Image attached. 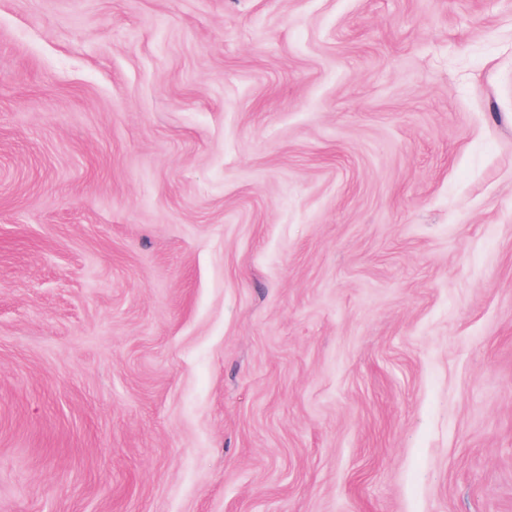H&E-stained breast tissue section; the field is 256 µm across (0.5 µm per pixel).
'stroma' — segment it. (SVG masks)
Returning a JSON list of instances; mask_svg holds the SVG:
<instances>
[{"mask_svg":"<svg viewBox=\"0 0 512 512\" xmlns=\"http://www.w3.org/2000/svg\"><path fill=\"white\" fill-rule=\"evenodd\" d=\"M0 512H512V0H0Z\"/></svg>","mask_w":512,"mask_h":512,"instance_id":"stroma-1","label":"stroma"}]
</instances>
